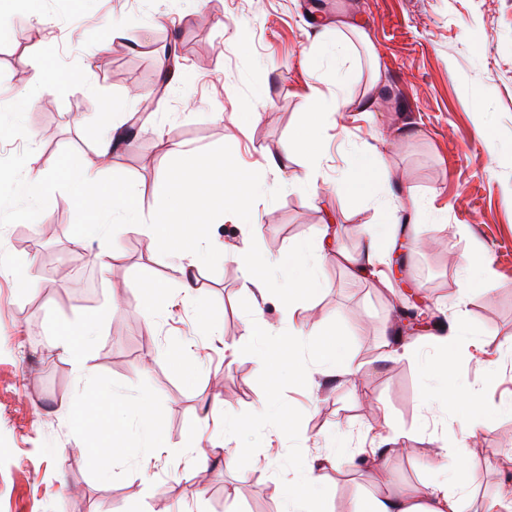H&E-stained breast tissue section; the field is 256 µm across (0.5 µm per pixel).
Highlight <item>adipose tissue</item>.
Masks as SVG:
<instances>
[{
	"instance_id": "adipose-tissue-1",
	"label": "adipose tissue",
	"mask_w": 512,
	"mask_h": 512,
	"mask_svg": "<svg viewBox=\"0 0 512 512\" xmlns=\"http://www.w3.org/2000/svg\"><path fill=\"white\" fill-rule=\"evenodd\" d=\"M369 45L365 32L352 19L337 21L335 28H328L317 37L319 57L311 63L319 69L321 56L333 54L337 58L351 57L354 43ZM382 90L381 73L378 66H371L370 76L364 85H357L352 72L340 69L336 72L335 89L330 96L321 98L323 110L346 112L352 109L367 111ZM225 170V180L219 189H212L207 180L210 172ZM233 165L223 156L208 153L194 154L190 162L169 173L154 187L158 201V212L143 218L135 192L123 184H106L97 170L65 163L59 174L50 175L35 166H28L19 186L21 195L40 200L59 191H66L67 200L76 209L94 214L93 222L82 225L78 241L104 239L109 234L107 225L98 217L107 212L121 213L127 230L145 236L150 245L162 240H187L191 250L178 252L179 260L188 267L198 268L213 261L217 253L210 242V224L200 220L198 214L204 201L218 202L219 213L226 223L254 225L253 203L263 197L268 188L255 186L251 194H244L237 185L232 172ZM389 177L385 162L380 158L354 156L348 170L337 181L335 190L342 195L358 194L376 198L379 187ZM408 240L399 238L393 225H376L369 236L366 248L349 257L352 272L368 271L379 283L388 278L382 267L389 256L398 249L408 247ZM234 259L242 269L246 290L255 292L261 300L276 298L288 324V339L264 347L257 352V361L264 367L287 370L289 376L302 377L306 371L294 357L283 355L284 346H296L304 334H317L318 324L310 322L304 312L303 302L318 294L323 286L320 269L325 260L316 240L305 239L288 251L265 257L257 253L251 238H243L240 245L232 249ZM467 312L457 307L455 317L442 332L429 334L425 343L432 346L433 356H422L419 343H404L397 340L387 342L390 357L416 359L429 374L431 380L441 385L440 401L449 408L466 409L464 427L468 440L463 450L451 456L439 470L444 478L434 488H427L425 497L413 498L405 494L374 496L358 503L352 512H460V502L479 481L472 460L476 455V443L485 423L486 411L471 389L450 384L459 355L468 344L469 331L465 326ZM98 333L96 318H87L75 328H65L56 343L61 354L69 359L79 377L90 378L86 364V349ZM321 466L310 463L295 471L281 485L282 496L288 512H313L312 505L327 493L320 474Z\"/></svg>"
}]
</instances>
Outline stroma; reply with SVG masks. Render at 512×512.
<instances>
[{"label": "stroma", "instance_id": "35a3bbf8", "mask_svg": "<svg viewBox=\"0 0 512 512\" xmlns=\"http://www.w3.org/2000/svg\"><path fill=\"white\" fill-rule=\"evenodd\" d=\"M42 13L36 25L32 13ZM10 32L0 40V101L25 88L39 60L54 69L39 102L22 112L15 135L0 139V261L29 259L31 241L47 254L42 285L18 287L0 271V512H285L279 487L305 461L322 460L339 439L340 467L326 468L322 512H350L373 495L417 496L436 476L444 449L464 434L460 412L431 397V381L412 360H383L384 330L400 322V286L378 287L328 258L325 286L304 305L320 334L342 337L354 376H329L312 347L295 354L310 376L298 382L260 368L248 335L254 302L232 258L200 267L195 290L183 288L180 260L117 229L120 262L93 261L100 241L80 243L85 217L63 195L38 206L44 224L18 216L22 164L36 158L52 171L63 159L101 168L104 180L137 192L143 211L156 206L154 185L179 166L171 152L219 153L246 181L266 182L258 202V251L277 256L338 226L332 249H364L373 225L393 224L422 241L402 273L447 328L460 296L480 348L462 355L456 383L475 390L489 411L474 464L476 490L462 512H483L512 487V0H0ZM349 16L373 43L382 73L372 114L321 117L323 152L311 164L288 150L290 137L316 109L311 89L328 92L336 61L319 71L308 59L322 26ZM184 43L173 66L167 42ZM148 87V104L115 115L127 139L108 163L97 155L105 117L100 102H121ZM382 156L391 171L381 194L394 203L415 196L420 210L389 213L336 194L351 158ZM315 171L318 194L293 187ZM481 251L494 276L464 294L467 257ZM167 291L145 314V287ZM88 314L101 331L87 350L91 380L54 353L61 325ZM219 323L218 331L204 327ZM121 395L119 403L104 393ZM160 424L166 447L143 461L138 401ZM73 405L100 409L101 440L113 411L126 420L127 452L110 468L86 451L68 416ZM228 415L241 422L235 442L208 445ZM208 445L209 474L194 475L191 439ZM251 451L248 468L224 466L234 449Z\"/></svg>", "mask_w": 512, "mask_h": 512}]
</instances>
